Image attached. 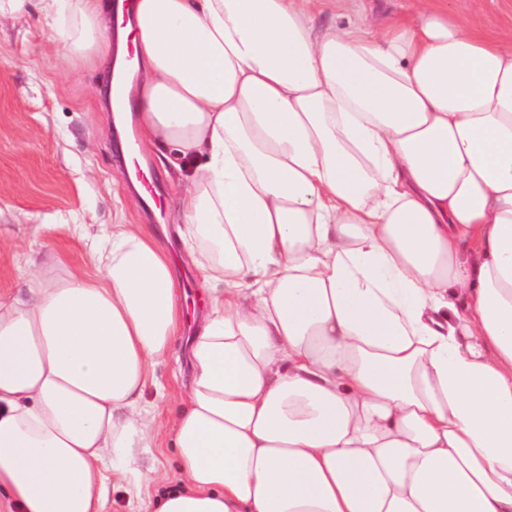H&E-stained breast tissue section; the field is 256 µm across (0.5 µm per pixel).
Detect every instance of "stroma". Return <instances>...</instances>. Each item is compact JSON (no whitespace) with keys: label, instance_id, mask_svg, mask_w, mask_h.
I'll list each match as a JSON object with an SVG mask.
<instances>
[{"label":"stroma","instance_id":"obj_1","mask_svg":"<svg viewBox=\"0 0 512 512\" xmlns=\"http://www.w3.org/2000/svg\"><path fill=\"white\" fill-rule=\"evenodd\" d=\"M466 18L477 32L512 43V0H467ZM59 44L44 26L39 0L0 12V298L16 295L34 263L60 259L75 271L90 265V237L107 238L113 224L151 233L175 260L185 303L197 300L199 273L162 222L144 213L118 161L133 123L113 119L104 100L113 56L62 62ZM181 330L143 405L173 420L188 390V347ZM139 479L109 489V512H141L144 501L179 476L167 429L158 431L138 459Z\"/></svg>","mask_w":512,"mask_h":512}]
</instances>
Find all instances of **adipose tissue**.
I'll use <instances>...</instances> for the list:
<instances>
[{
  "label": "adipose tissue",
  "instance_id": "ef3b65f1",
  "mask_svg": "<svg viewBox=\"0 0 512 512\" xmlns=\"http://www.w3.org/2000/svg\"><path fill=\"white\" fill-rule=\"evenodd\" d=\"M324 0H135L144 142L187 187L209 292L145 512H512V46L465 0L317 25ZM66 60L104 0H42ZM94 273L0 299V512H107L160 424L141 413L181 309L132 224Z\"/></svg>",
  "mask_w": 512,
  "mask_h": 512
}]
</instances>
